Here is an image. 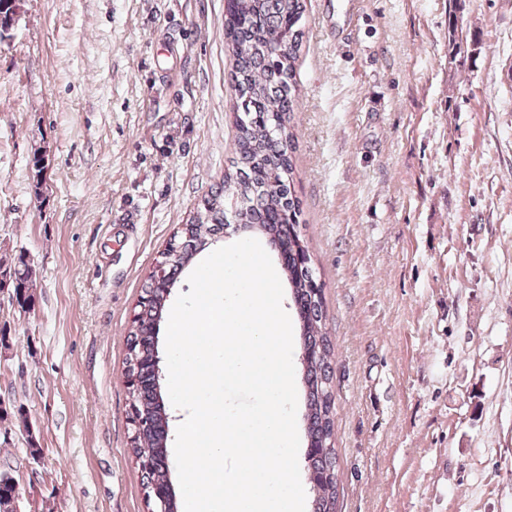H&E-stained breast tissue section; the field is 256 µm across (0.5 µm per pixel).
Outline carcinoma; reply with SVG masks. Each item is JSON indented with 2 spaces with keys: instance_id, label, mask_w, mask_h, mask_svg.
Segmentation results:
<instances>
[{
  "instance_id": "1",
  "label": "carcinoma",
  "mask_w": 512,
  "mask_h": 512,
  "mask_svg": "<svg viewBox=\"0 0 512 512\" xmlns=\"http://www.w3.org/2000/svg\"><path fill=\"white\" fill-rule=\"evenodd\" d=\"M305 0H226L224 35L233 57L231 80L237 95L236 149L224 174V191L204 198L197 213L182 225L171 241V256L143 286L128 332L125 376L131 405L140 419L139 432L130 438L135 461L154 463L144 484L170 483L168 456L170 415L157 388L153 357L158 352L156 325L160 324L172 274L193 264L231 217L240 218L269 239L278 251L288 277L302 338L303 384L306 397L308 479L316 492L313 512H336L338 471L334 448V400L331 359L334 348L326 331L322 285L299 229L301 200L294 188V119L299 111L296 62L305 35ZM284 44L280 56L270 52ZM19 297L34 302L33 269L25 257L0 258Z\"/></svg>"
}]
</instances>
